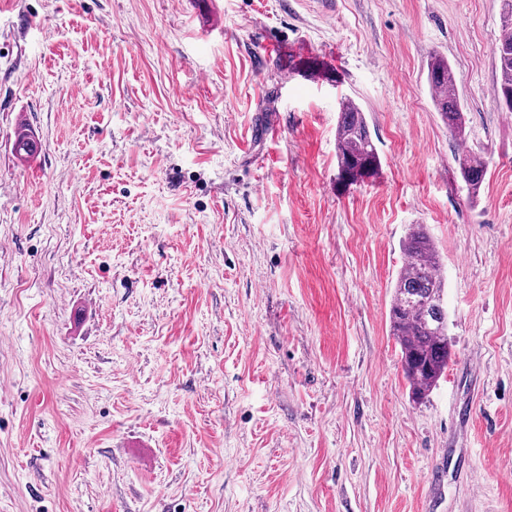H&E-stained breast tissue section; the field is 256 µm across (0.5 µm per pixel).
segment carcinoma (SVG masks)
Listing matches in <instances>:
<instances>
[{
  "mask_svg": "<svg viewBox=\"0 0 512 512\" xmlns=\"http://www.w3.org/2000/svg\"><path fill=\"white\" fill-rule=\"evenodd\" d=\"M504 34L493 49L499 71L498 101L512 100V0H502ZM428 80L434 91L435 110L456 139H465V117L448 60L434 57L428 63ZM17 155L29 158L37 143L21 131L15 143ZM336 155L341 171L352 181L376 172L379 155L362 110L350 100L340 106L336 126ZM460 173L470 194L479 196L488 162L479 153L458 158ZM406 263L398 273L389 308L390 331L400 348L404 376L412 397L425 399L446 376L451 361L448 343V311L440 258L424 225L411 227L402 242Z\"/></svg>",
  "mask_w": 512,
  "mask_h": 512,
  "instance_id": "cac0c4a2",
  "label": "carcinoma"
}]
</instances>
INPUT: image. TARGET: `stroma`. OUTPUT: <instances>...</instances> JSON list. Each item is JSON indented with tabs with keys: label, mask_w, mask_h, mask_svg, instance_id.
I'll return each mask as SVG.
<instances>
[{
	"label": "stroma",
	"mask_w": 512,
	"mask_h": 512,
	"mask_svg": "<svg viewBox=\"0 0 512 512\" xmlns=\"http://www.w3.org/2000/svg\"><path fill=\"white\" fill-rule=\"evenodd\" d=\"M12 2L0 512H512L502 0ZM434 55L465 139L434 109ZM347 99L380 157L357 182ZM468 150L489 162L475 203ZM414 224L453 352L419 401L388 319ZM428 80L434 91L432 100L435 110L456 139H465V117L457 92L454 74L448 60L443 57L431 58L428 63ZM336 155L341 171L352 181L374 174L378 168L379 155L366 116L350 100L340 106Z\"/></svg>",
	"instance_id": "stroma-1"
}]
</instances>
